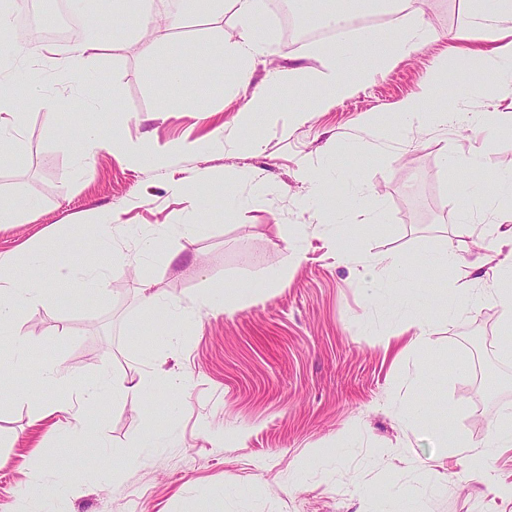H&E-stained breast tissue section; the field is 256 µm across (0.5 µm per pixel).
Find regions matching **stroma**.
<instances>
[{
	"label": "stroma",
	"instance_id": "35a3bbf8",
	"mask_svg": "<svg viewBox=\"0 0 512 512\" xmlns=\"http://www.w3.org/2000/svg\"><path fill=\"white\" fill-rule=\"evenodd\" d=\"M273 4L261 0L258 27L273 56L255 63V87L274 68L324 66L317 43L297 47L284 39ZM466 21L462 0H424L420 14L386 30L421 25L430 38L352 99L293 125L289 109L307 105L310 94L272 93L251 133L258 150L178 154L162 167L132 159L127 146L199 140L219 124L225 134L236 132L248 92L230 81L196 82L199 58L223 66L206 44L236 26L232 11L217 21L191 14L179 27L141 37L132 33V17L124 34L104 35L86 70L112 100L110 112L73 110L85 84L63 70L37 71L45 45H25L16 78L0 79V95L21 97L30 86L55 105L24 107L21 152L0 144V202H36L28 223H0V253L32 248L50 234L76 252L102 212L119 222L111 249L96 257L107 273L105 292L77 286L70 298L20 313L31 359L58 361L77 383L106 363L120 379L150 375L176 385L139 409L104 398L91 435L59 428L53 416L38 418L22 395L38 388L36 377L0 386V512H383L394 491L410 512H487L490 501L494 512H512V501H493L489 485L450 450L459 437L481 445L493 420L512 421V350L498 308L487 299L452 319L432 317L423 350L412 333L395 334L375 300L416 286L437 306L448 285L416 266L421 255L453 249L471 262L482 256L484 240L512 250V223L490 225L461 190L512 173V129L484 144L481 167L470 169L452 163L467 137L459 126L375 139L363 125L369 113L394 120L399 103L434 76L440 97L464 111L512 110V97L492 88L462 92L445 34ZM173 43L189 49L176 61L182 82L154 81L146 47ZM98 126L119 131L122 145L96 151L86 169L74 147ZM308 172L333 178L338 210L358 186L368 187L380 223L357 226L338 242L332 224L306 205ZM202 173L213 188L199 185ZM181 178L188 189L171 195L168 182ZM227 182L240 201L232 215L224 209ZM467 210L469 222H459ZM177 224L196 225L193 239L170 233ZM154 235L157 245L146 249ZM294 249L303 258L292 267ZM385 257L398 267L369 280L366 265ZM143 277L183 308L185 319L172 324L178 340L146 324ZM228 282L253 293L210 312L201 295ZM424 374L435 411L403 428L408 391ZM154 406L163 410L160 445L135 447L141 411ZM420 467L438 473L440 485L421 481Z\"/></svg>",
	"mask_w": 512,
	"mask_h": 512
}]
</instances>
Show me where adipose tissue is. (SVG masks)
Returning a JSON list of instances; mask_svg holds the SVG:
<instances>
[{
	"label": "adipose tissue",
	"instance_id": "adipose-tissue-1",
	"mask_svg": "<svg viewBox=\"0 0 512 512\" xmlns=\"http://www.w3.org/2000/svg\"><path fill=\"white\" fill-rule=\"evenodd\" d=\"M216 9L232 10L239 31L237 35L219 34L211 42L210 51L220 53L234 65L233 79L238 86L249 83V64L256 57L269 54L270 48L255 24L260 9V0H211ZM470 25L467 29L452 35V51L464 71L467 89H475L486 81H494L503 96L512 95V0H467ZM110 17L103 14L87 15L84 38L65 59L45 58V65L65 67L69 72L80 74L84 63L99 49L101 39L109 29ZM430 35L427 28L416 27L387 35L377 31L367 32L354 43L339 48L325 45L321 48L328 63L325 69H291L272 72L270 83L277 86L291 84L302 88L325 87L315 103L323 109L341 98L351 96L359 84L373 79L380 68L395 60L410 55ZM479 40L481 48L464 50L463 42ZM455 122L472 132L474 137L489 140L495 137L503 123L512 124L511 113L500 112H452L447 104L436 100V85L428 83L419 95L406 100L398 108L394 124L381 125L377 117L365 120L366 127L377 136L385 137L402 134L408 130L427 125H441ZM116 217L112 213L100 215L96 231L86 239V250L79 254L62 251L57 241L49 240L40 247L28 250L24 256L13 253L0 254V334L7 336L13 349L15 361L9 372L14 376L37 370L44 385L51 386L65 381L67 375L56 364L44 363L32 367L28 355L30 341L17 325L18 313L26 308L44 304L58 294L60 286L81 284L102 290L105 278L99 268L90 264L92 253L110 249L112 246V224ZM24 263L26 275L17 278L14 269L17 263ZM152 391L146 379L112 380L108 366H101L97 379L84 385L77 402H55L42 405L41 416L57 414L64 423L91 432L95 409L105 394L125 401L144 399ZM512 447V425L494 424L481 447H472L468 442L458 440L453 444L456 454L467 460L469 468L477 475L495 478L493 463L501 450ZM496 480L500 498L512 500V482Z\"/></svg>",
	"mask_w": 512,
	"mask_h": 512
}]
</instances>
